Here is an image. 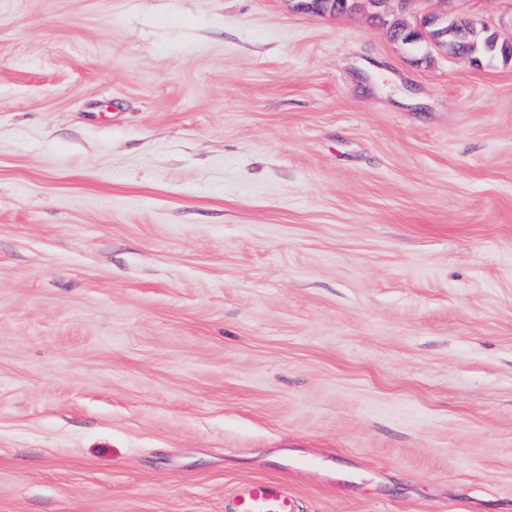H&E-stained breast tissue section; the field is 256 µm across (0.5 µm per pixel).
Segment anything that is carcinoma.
I'll return each instance as SVG.
<instances>
[{
  "instance_id": "carcinoma-1",
  "label": "carcinoma",
  "mask_w": 512,
  "mask_h": 512,
  "mask_svg": "<svg viewBox=\"0 0 512 512\" xmlns=\"http://www.w3.org/2000/svg\"><path fill=\"white\" fill-rule=\"evenodd\" d=\"M301 9L315 14L336 12L339 15L345 10H351L356 4L348 2L342 4V0H299ZM393 36L406 44L419 43L422 35L402 18H397L392 24ZM429 40L438 46L446 47L456 54L469 56L475 60L512 58V47L500 40L497 33L487 27L477 29L473 26L458 24L446 19L432 22L427 28Z\"/></svg>"
}]
</instances>
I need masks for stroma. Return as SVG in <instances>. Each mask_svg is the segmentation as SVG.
<instances>
[{"label": "stroma", "mask_w": 512, "mask_h": 512, "mask_svg": "<svg viewBox=\"0 0 512 512\" xmlns=\"http://www.w3.org/2000/svg\"><path fill=\"white\" fill-rule=\"evenodd\" d=\"M512 0H0V512H512ZM344 0H299V6L302 10H306L315 14H325V13H333L335 5L333 2H336V14L342 15L345 14L348 10H351L357 7L356 3L347 0V6L345 9L343 8V4L341 3ZM428 40L438 46L449 48L455 54L472 57L475 60L512 58V47L501 41L497 33L488 27L479 30L473 26L458 24L448 19L435 22L427 28ZM288 488L271 481H253L235 490L227 512H295Z\"/></svg>", "instance_id": "35a3bbf8"}]
</instances>
